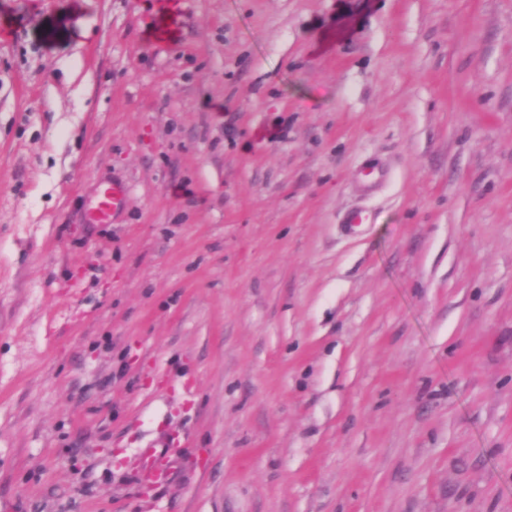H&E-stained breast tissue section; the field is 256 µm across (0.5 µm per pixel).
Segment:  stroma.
Returning a JSON list of instances; mask_svg holds the SVG:
<instances>
[{
  "label": "stroma",
  "mask_w": 512,
  "mask_h": 512,
  "mask_svg": "<svg viewBox=\"0 0 512 512\" xmlns=\"http://www.w3.org/2000/svg\"><path fill=\"white\" fill-rule=\"evenodd\" d=\"M0 512H512V0H0ZM125 189L117 184L107 185L100 192L92 214V224H108L112 214L123 205L125 201ZM141 470L147 482L153 486H165L170 475L165 455L155 448H146L141 454Z\"/></svg>",
  "instance_id": "35a3bbf8"
}]
</instances>
